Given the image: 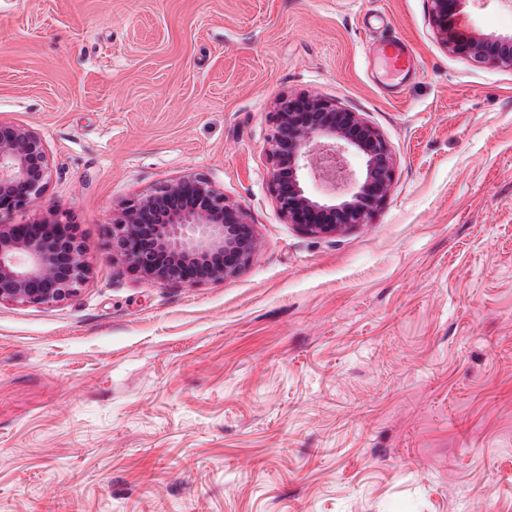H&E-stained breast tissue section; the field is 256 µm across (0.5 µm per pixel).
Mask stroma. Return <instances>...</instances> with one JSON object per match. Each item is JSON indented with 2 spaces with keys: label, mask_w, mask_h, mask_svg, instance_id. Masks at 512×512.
Here are the masks:
<instances>
[{
  "label": "stroma",
  "mask_w": 512,
  "mask_h": 512,
  "mask_svg": "<svg viewBox=\"0 0 512 512\" xmlns=\"http://www.w3.org/2000/svg\"><path fill=\"white\" fill-rule=\"evenodd\" d=\"M464 17L512 32V0ZM400 38L419 67L388 70ZM318 95L387 144L385 201L288 224L270 114ZM90 268L0 302V512H512V69L447 50L430 0H0V120ZM242 206L240 274L151 283L122 206L183 176Z\"/></svg>",
  "instance_id": "stroma-1"
}]
</instances>
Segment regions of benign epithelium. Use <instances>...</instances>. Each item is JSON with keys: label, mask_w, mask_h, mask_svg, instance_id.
Returning <instances> with one entry per match:
<instances>
[{"label": "benign epithelium", "mask_w": 512, "mask_h": 512, "mask_svg": "<svg viewBox=\"0 0 512 512\" xmlns=\"http://www.w3.org/2000/svg\"><path fill=\"white\" fill-rule=\"evenodd\" d=\"M467 2L431 0L432 23L447 48L478 65L512 68V33L451 29ZM271 121V188L288 223L309 235H334L363 223L381 204L394 179V162L385 141L358 113L304 94L284 98ZM353 158L360 169L352 167ZM326 162L348 174L342 190L322 198L307 181H319ZM48 176L40 135L0 120V215L40 199ZM112 239L141 279L188 286L239 274L257 250L241 205L192 176L125 203L112 224ZM88 274L71 221H0V301H61L75 295Z\"/></svg>", "instance_id": "1"}]
</instances>
